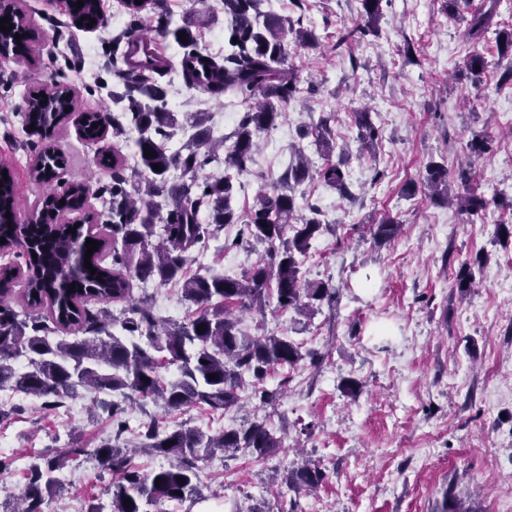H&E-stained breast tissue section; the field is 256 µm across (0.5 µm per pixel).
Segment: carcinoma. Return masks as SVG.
<instances>
[{
	"instance_id": "cac0c4a2",
	"label": "carcinoma",
	"mask_w": 512,
	"mask_h": 512,
	"mask_svg": "<svg viewBox=\"0 0 512 512\" xmlns=\"http://www.w3.org/2000/svg\"><path fill=\"white\" fill-rule=\"evenodd\" d=\"M70 0L67 14L73 25L87 28L90 20L103 24L102 0ZM161 0H123L129 15L126 29L112 37V75L125 87L115 103L123 104V113L110 116L105 110L81 111L70 89L56 83L44 96H29L25 101L27 122L35 129L65 123L78 114L85 139L99 138L100 129L112 127L119 138L136 130L137 168L126 174V160L116 149L105 167L112 170L111 182L100 188L110 197L108 211L90 217L101 221L98 231L79 224L75 233L69 224L59 222L66 211L83 207L87 188L74 183L62 195L44 198L42 209L27 224L18 222L14 181L0 175V251L17 250L25 259L24 297L32 307H45L46 315L24 319L0 299V388L42 399L47 404L78 393L79 389L101 393H120L124 398L162 402L170 410L206 407L218 411L238 403L239 392L252 387V395L263 404H274L282 387L269 390L264 380L276 367L294 369L300 364L317 366L322 354L306 349L288 336H250L239 328V315L261 313L270 304L287 311L312 316L323 304L336 303V289L323 281H307L301 275L302 259L326 228L321 210L308 206L310 217L293 223L296 200L280 180L270 183L268 191L257 196L247 214H239L232 205L237 175L246 173L252 162L255 138L269 131L284 115L288 103L300 92V80L288 65V46L307 47L315 43L311 29L295 27L288 18L265 10L268 0H220L224 12L227 48L216 56L201 47L189 23L172 26L171 17L159 11ZM383 0H360L361 24L340 36L338 41L360 40L375 32L383 18ZM501 0H480L463 17L464 38L471 51L466 68L475 76L487 66L478 47L487 39L492 20L499 14ZM17 22L10 32H0V57L28 58L32 55L31 28L17 7L4 4ZM157 22L164 37L177 41L179 72L184 84L213 99L231 98L246 106L236 129L219 141L202 122L190 123L194 132L182 148L168 151L166 143L174 135L177 118L168 107L166 93L158 79L174 69L141 32ZM185 32L187 42L178 40ZM21 39H14L15 35ZM500 58L512 59V26L496 30ZM48 101L45 111L41 101ZM97 127H92V124ZM359 136L365 147L373 148L379 137L371 113L356 117ZM154 156H144L145 147ZM224 150V157L217 152ZM224 162V174H203L206 167ZM68 164L60 151L40 150L31 167L37 182L48 181L47 170H59ZM161 170L155 171L152 165ZM339 192L347 188V173L342 164L325 158L313 169L301 156L288 171L287 181L300 184L311 176ZM425 190L434 199H448L446 169L431 162L426 167ZM168 199L166 216L160 215L156 197ZM65 204H60V200ZM459 207L470 216L486 217L490 207L512 209V199L490 200L474 192L456 197ZM11 217H6V213ZM228 224H238L237 237L224 241V249H237L252 242L266 245L265 255L239 277L216 272L192 273L189 265L193 249L215 239ZM401 224L392 217L375 225L374 239L379 243L394 240ZM98 241L90 258H85L86 239ZM112 258V265L104 264ZM89 260L95 274L84 267ZM181 285L183 297L196 305L193 315L172 321L157 317L146 297L135 298L134 282ZM75 291L69 292V286ZM122 305L119 314L105 308L93 314L87 302ZM118 326L122 334L111 332ZM203 327L197 331V327ZM27 360L18 369L14 361ZM174 365L178 375L165 379L161 369ZM214 374L217 379L210 380ZM122 406L112 403V442L98 452L118 478L112 481L111 512H151L149 507L166 502L183 503L200 495L198 462L222 453L229 457L240 449L249 450L258 459L281 447L266 421L254 419L239 428L217 434L195 429L171 431L152 422L144 433L141 450L168 460V464L143 476L130 466L131 457L123 447L126 422L119 419ZM66 464V455L38 454L29 458L26 484L17 505L3 512H44L46 497L57 491L56 472ZM161 482H156V479ZM325 473L306 462L283 476L289 489L311 491L319 486ZM131 503L124 504V499Z\"/></svg>"
}]
</instances>
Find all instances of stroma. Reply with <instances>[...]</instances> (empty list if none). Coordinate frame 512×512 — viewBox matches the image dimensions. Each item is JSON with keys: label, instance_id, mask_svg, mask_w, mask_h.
<instances>
[{"label": "stroma", "instance_id": "obj_1", "mask_svg": "<svg viewBox=\"0 0 512 512\" xmlns=\"http://www.w3.org/2000/svg\"><path fill=\"white\" fill-rule=\"evenodd\" d=\"M34 25L31 58L0 62V160L15 181L17 213L27 219L47 194L31 176L36 153L52 144L70 157L65 182L88 188L85 210L101 212L99 189L110 180L100 164L114 138L90 143L75 124L24 134L29 95L65 80L82 109L118 113L113 101L124 88L112 76L113 35L127 18L106 15L96 29L69 26L61 0H17ZM217 0H163L174 22L188 17L202 46L224 41V15ZM358 0H278L274 11L301 19L314 29L315 46L295 48L289 58L301 92L278 125L261 134L249 170L247 192L233 205L247 212L265 184L278 179L303 150L313 166L319 153L309 131L327 121L342 162L348 194L306 180L294 189L298 216L318 205L329 229L305 259L303 276L338 291L333 306L313 317L269 305L243 316L251 335H288L325 352L320 368L278 369L266 385H284L275 406L260 404L250 391L240 402L216 412L198 407L166 411L150 401H129L123 417L124 442L140 446L149 422L174 429L215 432L266 419L282 438L269 457L240 452L199 464L201 497L166 504V512H441L452 495L469 512H497L512 501V238L497 237L499 224L512 225V211L490 209L472 219L458 205L432 200L422 181L429 162L444 164L461 194L512 198V81H502L495 37L482 50L489 63L473 76L464 61L468 45L463 22L443 10V0H388L379 32L338 44L341 30L359 23ZM169 107L179 119L203 113L210 128L232 133L237 115L223 102L187 90L179 76L167 83ZM370 112L382 139L364 150L355 113ZM490 134L469 180L459 173L467 143ZM401 224L386 244L373 238L384 215ZM236 226L206 244L212 269L240 275L256 263L263 246L223 250ZM472 265L476 286L460 293L454 277ZM360 382L348 394L346 381ZM113 398L83 394L56 406L0 388V504L12 502L26 483V462L34 453L79 445L59 475L61 495L47 498L45 512H111L112 475L97 448L112 437ZM309 459L326 473L314 490L294 492L272 476Z\"/></svg>", "mask_w": 512, "mask_h": 512}]
</instances>
